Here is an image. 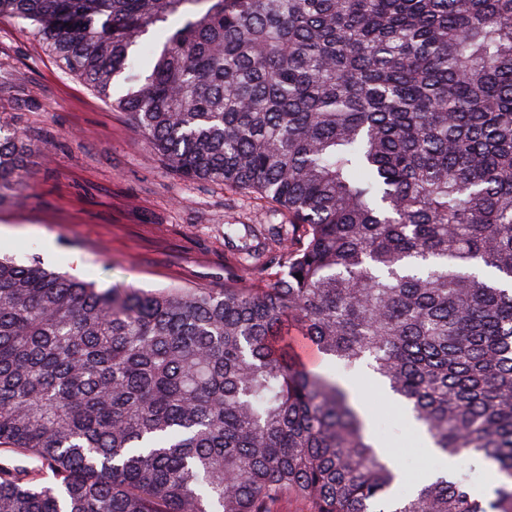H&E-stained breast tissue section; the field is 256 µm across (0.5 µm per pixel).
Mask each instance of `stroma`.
Listing matches in <instances>:
<instances>
[{"mask_svg": "<svg viewBox=\"0 0 512 512\" xmlns=\"http://www.w3.org/2000/svg\"><path fill=\"white\" fill-rule=\"evenodd\" d=\"M0 121L44 140L25 188L0 204V251L99 287L220 288L238 246L268 250L272 204L172 175L127 113L64 72L30 27L0 19ZM367 432L418 489L432 459L403 403L377 381Z\"/></svg>", "mask_w": 512, "mask_h": 512, "instance_id": "obj_1", "label": "stroma"}]
</instances>
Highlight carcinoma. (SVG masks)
<instances>
[{
	"mask_svg": "<svg viewBox=\"0 0 512 512\" xmlns=\"http://www.w3.org/2000/svg\"><path fill=\"white\" fill-rule=\"evenodd\" d=\"M276 272L100 288L0 258V512H512V0H0ZM122 86L125 93L111 98ZM41 147L0 122V204ZM301 274L297 279L295 274ZM313 347L499 475L399 496Z\"/></svg>",
	"mask_w": 512,
	"mask_h": 512,
	"instance_id": "obj_1",
	"label": "carcinoma"
}]
</instances>
